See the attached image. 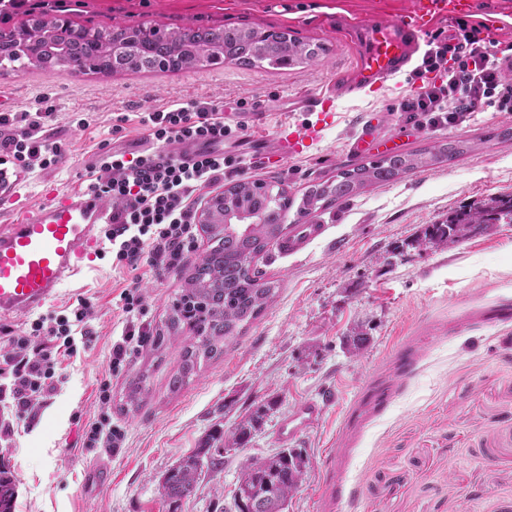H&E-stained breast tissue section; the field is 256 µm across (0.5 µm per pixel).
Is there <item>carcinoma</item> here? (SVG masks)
Instances as JSON below:
<instances>
[{
  "label": "carcinoma",
  "mask_w": 512,
  "mask_h": 512,
  "mask_svg": "<svg viewBox=\"0 0 512 512\" xmlns=\"http://www.w3.org/2000/svg\"><path fill=\"white\" fill-rule=\"evenodd\" d=\"M54 36L70 45L72 58L80 63L98 64L105 35L94 40L73 35L46 23ZM317 44L295 39H277L255 29L241 27L173 30L170 39L155 44L153 54L171 56L170 70L211 63L219 58L278 70L295 64H311L319 56ZM150 62L142 47L112 60L115 72L148 69ZM468 150L459 140L437 142L429 148L381 159L352 170L336 179L314 186L302 199L300 213L309 215L319 203L347 200L369 187L392 182L418 168L452 160ZM224 211L254 212L263 215L248 233L236 232L234 224L207 225L214 246L200 259L185 288L172 303L170 328L189 334L183 370L194 368L203 356L213 358L228 347L243 328L257 319L275 296L274 282L255 267L257 257L279 240L293 201L279 183L243 180L224 190ZM506 219L512 223V195L497 197L483 205L448 216L445 222L426 230L422 243L444 244L468 239L489 224ZM224 465L223 435L182 457L163 476L161 495L169 501L192 496L203 473H215ZM305 461L296 449H284L266 458L250 457L241 466L233 496L236 512H285L288 500L298 489ZM15 490L9 476L0 472V512H14Z\"/></svg>",
  "instance_id": "cac0c4a2"
}]
</instances>
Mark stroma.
Masks as SVG:
<instances>
[{
    "label": "stroma",
    "instance_id": "stroma-1",
    "mask_svg": "<svg viewBox=\"0 0 512 512\" xmlns=\"http://www.w3.org/2000/svg\"><path fill=\"white\" fill-rule=\"evenodd\" d=\"M74 21L185 30L228 26L285 30L324 45L311 65L278 71L216 60L178 72L85 74L30 62L0 65V113L38 112L33 136L59 147L34 168L18 203L32 209L47 187L86 190L102 151L132 159L156 150L144 112L190 100L223 113L263 112L256 132L232 127L224 153L244 177L284 183L294 201L337 172L440 140L470 151L306 216L324 241L282 257L269 245L257 262L278 289L226 353L176 377L186 337L166 339L170 306L210 246L204 229L174 268L119 267L109 247L42 308L92 304L94 337L56 369L55 395L18 419L0 403V469L15 483L14 512H229L240 467L279 452L275 431L304 400L328 398L301 448L306 467L288 512H512V224L488 225L459 243L419 246L428 225L512 194V112L485 105L465 122L434 127L400 111L422 84L411 71L374 96L336 100L335 127L304 158L248 164L274 152L276 132L311 114L300 96L352 72L367 44L363 23H380L377 0H72ZM140 287L154 344L112 374L109 355L125 317L119 295ZM37 314V315H40ZM37 315L0 317V336L30 331ZM110 381L112 399L98 388ZM272 409L249 443L224 452L221 472L202 475L194 495L172 503L163 474L214 431L232 434L257 406ZM125 433L121 448H87L83 429L100 414ZM110 470L90 480L91 468Z\"/></svg>",
    "mask_w": 512,
    "mask_h": 512
}]
</instances>
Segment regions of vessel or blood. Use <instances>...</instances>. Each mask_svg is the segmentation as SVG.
<instances>
[{"label":"vessel or blood","instance_id":"1","mask_svg":"<svg viewBox=\"0 0 512 512\" xmlns=\"http://www.w3.org/2000/svg\"><path fill=\"white\" fill-rule=\"evenodd\" d=\"M473 8L474 0H416L413 9L395 21L372 27L370 48L356 73L336 79L327 92L307 101V108L317 113L316 121L300 132L280 127L277 158L307 156L335 124L329 107L336 98L365 94L368 87L406 74L420 51L419 31L433 28L442 18L470 14ZM109 221V212L94 195L52 190L35 210L0 230V315L28 314L55 300L65 283L89 266L101 247L96 228ZM326 231L323 224L301 225L281 251L301 252L325 238ZM324 413L318 401L298 403L280 422L277 442L284 447L300 442Z\"/></svg>","mask_w":512,"mask_h":512}]
</instances>
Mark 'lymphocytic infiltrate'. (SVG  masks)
Returning <instances> with one entry per match:
<instances>
[{"mask_svg": "<svg viewBox=\"0 0 512 512\" xmlns=\"http://www.w3.org/2000/svg\"><path fill=\"white\" fill-rule=\"evenodd\" d=\"M449 26L453 33L447 42L431 47L423 58L426 71L438 73V80L404 100L401 111L420 114L431 125L462 122L489 103L512 112V82L503 78L504 70L512 69V55H500L498 41L485 33L483 24L454 18ZM20 119L16 132L0 140V158L25 170L56 164L58 149L31 133L38 118L24 112ZM140 123L158 142V150L131 160L120 152L104 153L98 160L104 176L88 190L114 202L105 238L118 264L133 270L144 265L171 268L195 245L194 193L224 179L222 145L229 127L222 113L196 101L146 113ZM173 144L194 147L193 157H175L169 150ZM120 300L125 325L110 350L115 372L151 340L140 290H123ZM90 308L88 299H78L68 313L37 319L27 334L0 340L14 349L0 363V402L16 417L31 414L36 400L55 393L58 356L74 354L78 344L91 342Z\"/></svg>", "mask_w": 512, "mask_h": 512, "instance_id": "lymphocytic-infiltrate-1", "label": "lymphocytic infiltrate"}]
</instances>
